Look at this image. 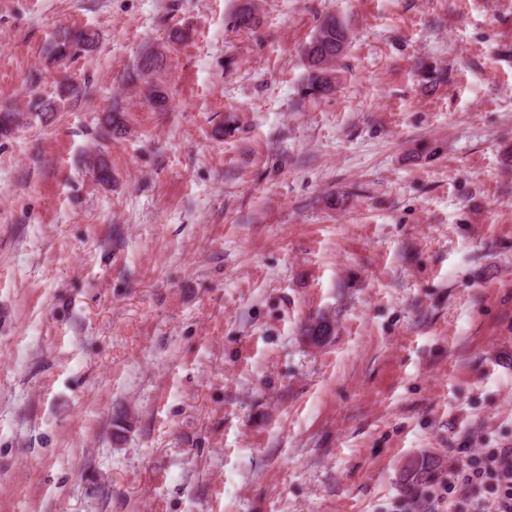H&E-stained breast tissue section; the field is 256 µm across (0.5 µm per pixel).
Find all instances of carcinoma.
Returning a JSON list of instances; mask_svg holds the SVG:
<instances>
[{
  "label": "carcinoma",
  "mask_w": 512,
  "mask_h": 512,
  "mask_svg": "<svg viewBox=\"0 0 512 512\" xmlns=\"http://www.w3.org/2000/svg\"><path fill=\"white\" fill-rule=\"evenodd\" d=\"M350 34L347 26L334 17L325 18L318 26L311 40L304 48V56L308 64L306 95L324 96L334 88L333 66L348 47ZM98 43V33L90 28L67 30L58 35L47 49L49 57L54 60H66L71 57L86 55L92 52ZM163 53L159 47L143 50L134 61L132 71L127 74L128 82L144 84L147 99L157 109H165L167 97L165 91L154 79L160 69ZM77 94V88L62 84L57 89L55 98L31 101L28 115L24 116L11 110L0 112V137L13 133L25 117H42L56 111L61 105ZM122 108L114 106L101 119L103 131L115 136L122 133ZM89 168L95 180L102 186L112 184V171L101 153L95 152L88 157ZM336 320L325 312H319L308 319L302 327L304 336H332L335 334ZM437 461L431 456H423L408 464L404 471L403 485L407 489L419 487L429 481Z\"/></svg>",
  "instance_id": "carcinoma-1"
}]
</instances>
